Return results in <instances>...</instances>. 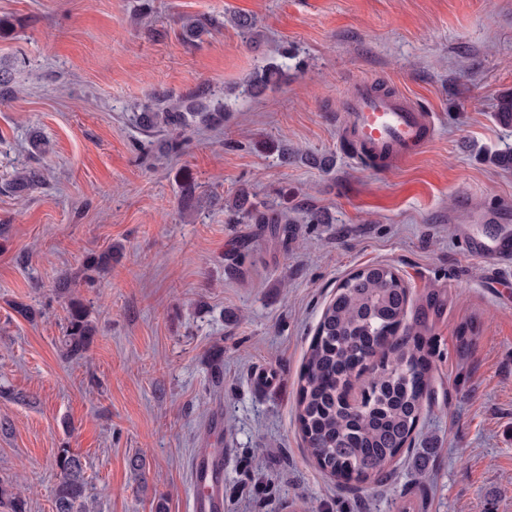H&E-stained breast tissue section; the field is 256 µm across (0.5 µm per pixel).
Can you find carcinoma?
<instances>
[{"label":"carcinoma","instance_id":"cac0c4a2","mask_svg":"<svg viewBox=\"0 0 512 512\" xmlns=\"http://www.w3.org/2000/svg\"><path fill=\"white\" fill-rule=\"evenodd\" d=\"M244 38L256 42L255 19L246 13L231 17ZM217 24L212 17L185 16L181 34L197 41ZM280 73L274 64L264 66L250 80L249 93L257 97L272 85ZM205 89L190 92L182 101L169 95L154 97L144 111L134 114L137 125L168 133L166 150L181 151L182 132L193 124H213L224 118L221 103L213 107L195 103ZM495 120L512 126V94L498 98ZM488 161L502 169H512V149L496 150ZM41 175L34 169L20 172L14 189L38 185ZM232 220L250 224H288V212L260 207L241 190L228 203ZM408 289L396 269L387 264H370L354 271L336 289L323 307L298 379L295 416L309 457L324 473L341 480L355 472L361 481L380 482L397 461L410 451L430 392V354L425 350L423 333L397 335L406 316ZM69 316L62 339L63 354L81 358L89 350L95 327L83 304L68 301ZM389 355L392 363L406 367L403 372H380L370 381L371 398L366 408L353 412L341 392L356 361L368 351ZM54 512H87L88 481L81 457L67 448L55 461ZM10 512H27L20 494L0 482V505Z\"/></svg>","mask_w":512,"mask_h":512}]
</instances>
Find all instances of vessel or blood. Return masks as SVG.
<instances>
[{
    "label": "vessel or blood",
    "instance_id": "vessel-or-blood-1",
    "mask_svg": "<svg viewBox=\"0 0 512 512\" xmlns=\"http://www.w3.org/2000/svg\"><path fill=\"white\" fill-rule=\"evenodd\" d=\"M345 105L343 133L363 144L377 166L408 161L435 132L433 118L410 97L398 92L384 93L367 80L351 85ZM470 221L471 228L463 232L468 256L490 273L512 264V228L502 225L498 212H478ZM478 224L494 225L495 230L486 234L475 232ZM192 478L198 491L196 512H223V454L212 449L199 450L192 461Z\"/></svg>",
    "mask_w": 512,
    "mask_h": 512
}]
</instances>
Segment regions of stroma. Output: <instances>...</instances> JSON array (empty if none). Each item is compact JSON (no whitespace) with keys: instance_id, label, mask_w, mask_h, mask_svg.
I'll list each match as a JSON object with an SVG mask.
<instances>
[{"instance_id":"35a3bbf8","label":"stroma","mask_w":512,"mask_h":512,"mask_svg":"<svg viewBox=\"0 0 512 512\" xmlns=\"http://www.w3.org/2000/svg\"><path fill=\"white\" fill-rule=\"evenodd\" d=\"M237 11L257 43L230 23ZM183 15L224 25L192 45ZM0 18L13 87L0 97V482L28 512H53L62 448L82 458L89 512H153L159 495L189 512L201 448L224 451V512H512V268L487 279L454 231L464 196L512 214V171L484 158L512 146L493 118L512 92V0H0ZM271 62L277 83L251 97ZM362 79L435 121L387 172L340 132ZM204 84L227 113L187 129L182 152L132 122L155 94ZM27 168L42 183L20 195ZM242 189L297 224L230 223ZM310 209L325 223H300ZM107 250L86 284L87 257ZM374 263L405 281V327L428 326L431 387L392 474L348 487L308 458L294 408L324 303ZM72 298L96 329L80 359L61 349ZM262 371L274 381L260 390Z\"/></svg>"}]
</instances>
